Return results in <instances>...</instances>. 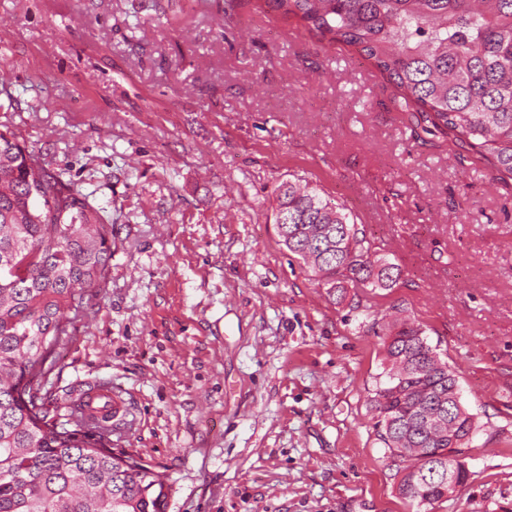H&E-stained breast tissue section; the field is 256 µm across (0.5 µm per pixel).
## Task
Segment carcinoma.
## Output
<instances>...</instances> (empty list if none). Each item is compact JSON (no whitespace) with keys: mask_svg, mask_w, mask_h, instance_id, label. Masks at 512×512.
<instances>
[{"mask_svg":"<svg viewBox=\"0 0 512 512\" xmlns=\"http://www.w3.org/2000/svg\"><path fill=\"white\" fill-rule=\"evenodd\" d=\"M331 43L355 48L399 91L401 106L475 150L512 178V0H262ZM278 236L315 277L390 288L399 265L371 259L363 231L318 189H275ZM112 259V225L14 134L0 130V512H166L165 481L112 446V430L69 408L65 420L40 393L73 321ZM420 327H388L383 374L369 403L377 440L396 468L398 495L416 512L448 500V477L400 448L448 466L449 437L478 429L448 399L454 370L435 367Z\"/></svg>","mask_w":512,"mask_h":512,"instance_id":"carcinoma-1","label":"carcinoma"}]
</instances>
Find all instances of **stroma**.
I'll list each match as a JSON object with an SVG mask.
<instances>
[{
	"label": "stroma",
	"instance_id": "35a3bbf8",
	"mask_svg": "<svg viewBox=\"0 0 512 512\" xmlns=\"http://www.w3.org/2000/svg\"><path fill=\"white\" fill-rule=\"evenodd\" d=\"M254 3L0 0V129L112 225L41 391L122 392L112 439L163 475L167 512H414L369 404L405 320L480 425L433 512H512V180L352 48ZM288 180L344 205L397 284H318L274 224Z\"/></svg>",
	"mask_w": 512,
	"mask_h": 512
}]
</instances>
